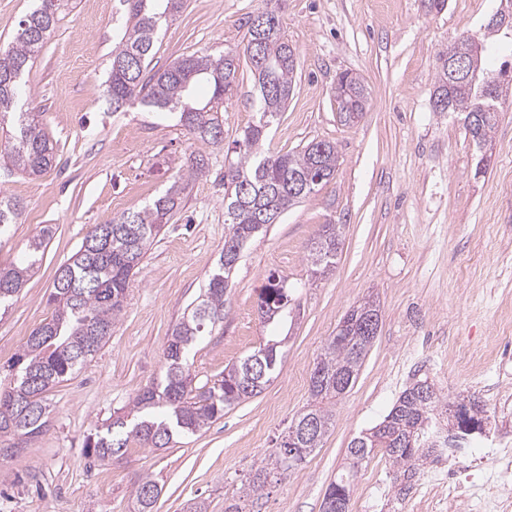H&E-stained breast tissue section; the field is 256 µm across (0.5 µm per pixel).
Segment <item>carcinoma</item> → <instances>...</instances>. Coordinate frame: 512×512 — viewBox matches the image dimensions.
<instances>
[{
  "instance_id": "carcinoma-1",
  "label": "carcinoma",
  "mask_w": 512,
  "mask_h": 512,
  "mask_svg": "<svg viewBox=\"0 0 512 512\" xmlns=\"http://www.w3.org/2000/svg\"><path fill=\"white\" fill-rule=\"evenodd\" d=\"M127 16L124 28L112 43L110 61V99L112 111L118 112L136 102L159 112L177 111L179 123L198 141L221 146L224 133L218 107L224 103L239 68L236 53L219 55L193 53L174 59L164 70L145 77L162 19L183 8V0H165L157 12L149 0H123ZM61 0H38L36 7L20 21L14 40L0 48V125L10 127L4 147L0 148V168L39 176L56 162L53 142L42 128L35 112L15 111L21 83L30 64L60 21ZM273 26L256 40L254 25H249L244 46L245 56L261 104L259 120L246 126L234 141L237 162L224 172V248L216 267L208 276L201 299L173 328L164 350L165 372L156 383L139 391L127 405L116 412L112 421L85 440L86 453L101 461L120 457L130 443L143 448H167L174 437L195 433L224 417V411L251 398L270 383L282 362V341L270 339L257 351L224 372L219 384L193 392L188 354L196 340L224 322V302L231 288V275L239 259L236 248L275 224L292 206L309 198L317 187L336 173L338 152L330 141L312 142L298 152L264 153L262 143L271 125L285 108L293 93V79L298 64L296 47L285 36L275 11ZM454 56L464 60L478 73L479 79L494 81L495 98L483 100L480 83L469 88L448 87V64L438 67L433 96L448 100L447 112L465 116L482 113L481 123L465 125L471 140H490L499 118V99L505 71L486 68V46L474 35L459 38L451 47ZM210 89L205 102L193 96L196 85ZM335 97L340 121L350 124L365 111L368 102L361 79L348 72L336 80ZM206 168L203 156L190 160L186 174L179 177L161 196L140 210L125 212L109 224L95 226L84 237L101 235L90 250L80 247L69 262L58 268L53 291L48 298L52 308L48 321L37 327L26 340L11 368L13 384L0 391V407H13L10 422L0 420V437L14 436L24 443L43 433L50 414L46 393L74 374L112 336V325L123 310L131 278L154 239L169 223L182 201L185 180ZM307 181L304 193L295 192L296 181ZM20 201L0 195V230L18 223L22 216ZM341 244V225L324 224L308 253V262L316 272H326L336 264ZM33 264L0 268V306L21 290ZM291 301L287 279L274 275L260 294L261 318L272 323ZM374 338L349 325L342 340L331 336L315 364L322 370L318 381H310V402L288 427L292 440H283L265 463L254 472L239 494L224 499V512H243L241 498L261 496L268 476L286 475L301 466L321 447L334 426V406L354 384ZM431 386L426 379H416L399 395L383 421L368 432L352 439L347 448L348 464L325 494L336 495L340 489L351 494L358 468L377 449L389 458L396 473L411 478L427 459L429 448L443 446L445 430L441 420L451 418L452 407L467 405L473 416L481 419L485 410L473 395H460L450 402L437 390L421 397V386ZM310 419L316 423L314 435L303 433L300 425ZM301 453L287 465L288 447ZM161 493L158 482L142 478L133 494L136 512H154Z\"/></svg>"
}]
</instances>
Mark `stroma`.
Wrapping results in <instances>:
<instances>
[{
    "instance_id": "1",
    "label": "stroma",
    "mask_w": 512,
    "mask_h": 512,
    "mask_svg": "<svg viewBox=\"0 0 512 512\" xmlns=\"http://www.w3.org/2000/svg\"><path fill=\"white\" fill-rule=\"evenodd\" d=\"M278 10L299 52L292 96L271 131L270 149L335 143L332 180L244 248L224 305V322L189 354L195 385L215 384L226 367L273 336L283 338L279 373L258 395L226 410L170 447L131 446L96 461L87 435L142 388L159 381L173 327L205 287L224 246V172L234 142L258 118L248 60L222 107L224 145L195 140L176 115L129 107L106 94L112 41L125 23L120 0H68L34 63L26 95L52 140L57 164L43 175L6 174L0 192L20 200V223L0 231V267L23 260L28 241L51 226L44 251L17 299L0 316V390L30 333L50 315L56 270L89 229L140 209L186 169L193 177L179 210L132 278L108 342L48 393L44 432L14 458H0V512H134L144 476L162 488L157 512H188L226 497L278 447L310 401V374L343 315L367 297L382 322L357 380L336 406V422L306 461L271 477L246 512H320L351 440L388 413L400 392L428 377L447 397L473 394L489 416L480 438L490 453L512 449V89L500 102L492 143L479 151L460 115L433 111L438 58L461 36L483 32L512 0H186L163 22L149 71L203 51L243 48L258 9ZM363 79L368 104L354 124L336 115L340 72ZM342 227L336 264L316 276L307 261L322 225ZM287 278L296 300L264 323L259 294L270 275ZM350 512H398L394 470L382 452L363 462Z\"/></svg>"
}]
</instances>
